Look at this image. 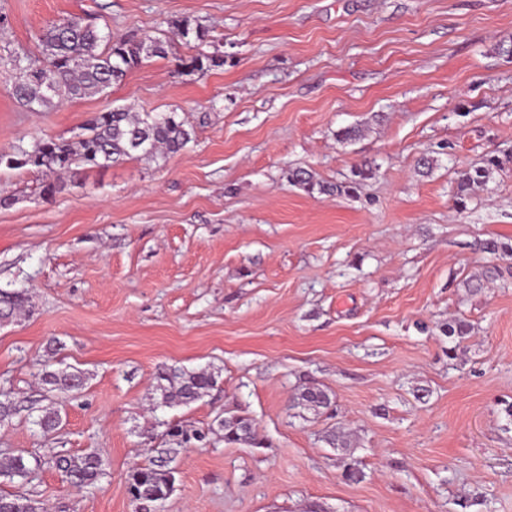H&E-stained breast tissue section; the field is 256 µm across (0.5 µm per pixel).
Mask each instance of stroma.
<instances>
[{
  "mask_svg": "<svg viewBox=\"0 0 512 512\" xmlns=\"http://www.w3.org/2000/svg\"><path fill=\"white\" fill-rule=\"evenodd\" d=\"M100 11L113 35L198 20L224 66L184 75L173 44L103 95L46 112L0 74V152L78 140L113 106L176 111L196 138L159 159L74 165L46 198L0 168V289L30 311L0 326V453L39 456L22 490L46 512H134L130 470L167 425L208 430L177 459L164 512H512V0H0V53ZM355 126L353 140L338 139ZM504 161L466 204L458 173ZM433 162L422 172L420 159ZM372 170L356 193H309ZM487 239L503 251L479 250ZM499 268L483 288L465 283ZM470 331L449 353L444 329ZM83 372L43 436V362ZM213 373L156 404L161 366ZM309 386L332 408L298 402ZM251 420L260 446L225 444ZM344 438L330 444L329 434ZM99 450L76 490L55 455ZM355 462L359 480L343 476ZM290 179L292 182L296 183L309 193H312L316 186L319 187L320 193H328L330 195L334 194L335 192L337 195H341L343 193H349L350 191V187L347 186L324 185L323 183L320 184L315 182L313 174L306 170L293 171L290 175ZM219 425L224 432V442L228 445L248 444L259 445L255 430L249 419L231 415L220 420Z\"/></svg>",
  "mask_w": 512,
  "mask_h": 512,
  "instance_id": "obj_1",
  "label": "stroma"
}]
</instances>
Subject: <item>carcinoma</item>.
Instances as JSON below:
<instances>
[{"instance_id":"cac0c4a2","label":"carcinoma","mask_w":512,"mask_h":512,"mask_svg":"<svg viewBox=\"0 0 512 512\" xmlns=\"http://www.w3.org/2000/svg\"><path fill=\"white\" fill-rule=\"evenodd\" d=\"M65 28L54 22L38 38V53L11 51L0 55V68L12 73L13 95L32 112H43L65 100L99 95L112 85L122 82L127 74L143 61L168 55L175 39L186 43L205 42L209 34L200 22L189 18L172 23L168 37H115L83 17H67ZM224 67L220 50L177 58V68L185 75L205 74ZM88 134L77 142L37 140L31 146L18 144L8 153H0V164L9 169L28 168L40 173L41 194L52 197L64 187L61 175L76 162L107 167L133 157L154 159L162 154L176 153L192 141L195 131L175 112H137L115 107L98 113L87 128ZM502 166L496 156L485 166L463 170L458 178L457 203L483 184L491 170ZM290 179L311 193L341 195L350 191L342 185L318 184L312 173L296 170ZM29 303L23 291L0 290V318L11 319ZM462 321L448 324L446 333L453 342L452 354L468 334ZM41 384L51 396L70 395L80 390L85 376L80 371L51 370L44 365ZM216 385L215 377L206 371L163 367L158 372V405L176 407L197 401ZM300 399L304 405L319 412L331 406L329 394L318 386L305 388ZM43 432L50 434L62 426V417L55 401L43 410L38 419ZM227 445L259 444L249 419L231 415L220 420ZM204 438L175 424L163 433L164 447L148 464L132 469L127 478L128 492L135 512H162L163 504L174 489L175 471L171 463L191 440ZM53 465L65 481L79 490L97 486L107 475V463L101 454L90 451L80 456H57ZM42 460L23 453L0 455V478L9 483L25 484L40 469ZM0 512H42L38 500L25 493L0 491Z\"/></svg>"}]
</instances>
